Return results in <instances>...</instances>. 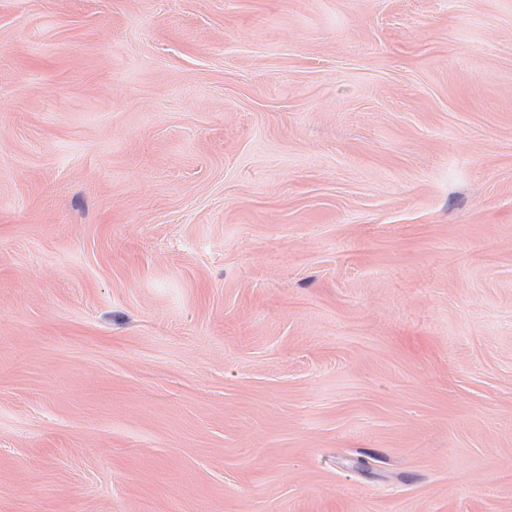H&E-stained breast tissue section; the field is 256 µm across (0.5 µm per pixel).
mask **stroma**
Listing matches in <instances>:
<instances>
[{"instance_id": "stroma-1", "label": "stroma", "mask_w": 512, "mask_h": 512, "mask_svg": "<svg viewBox=\"0 0 512 512\" xmlns=\"http://www.w3.org/2000/svg\"><path fill=\"white\" fill-rule=\"evenodd\" d=\"M0 512H512V0H0Z\"/></svg>"}]
</instances>
